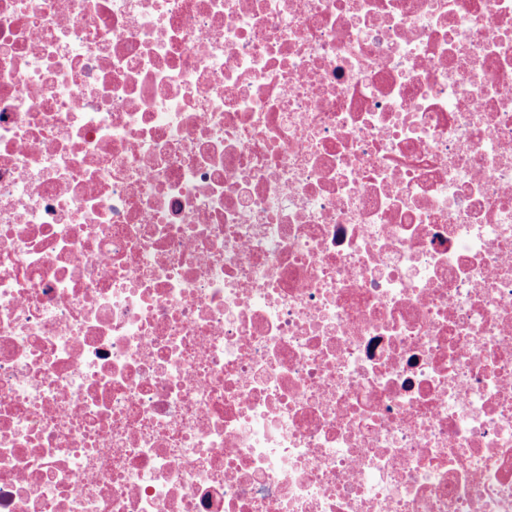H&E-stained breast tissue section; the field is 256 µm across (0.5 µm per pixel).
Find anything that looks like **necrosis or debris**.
<instances>
[{"label": "necrosis or debris", "mask_w": 512, "mask_h": 512, "mask_svg": "<svg viewBox=\"0 0 512 512\" xmlns=\"http://www.w3.org/2000/svg\"><path fill=\"white\" fill-rule=\"evenodd\" d=\"M0 512H512V0H0Z\"/></svg>", "instance_id": "1"}]
</instances>
